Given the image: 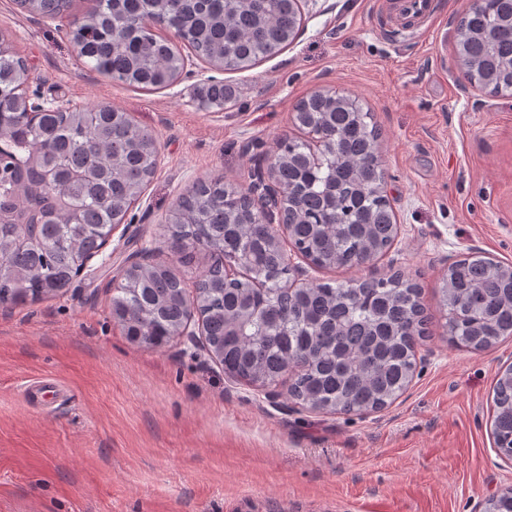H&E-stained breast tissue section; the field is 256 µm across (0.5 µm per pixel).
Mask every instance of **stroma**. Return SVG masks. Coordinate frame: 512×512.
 <instances>
[{
  "instance_id": "35a3bbf8",
  "label": "stroma",
  "mask_w": 512,
  "mask_h": 512,
  "mask_svg": "<svg viewBox=\"0 0 512 512\" xmlns=\"http://www.w3.org/2000/svg\"><path fill=\"white\" fill-rule=\"evenodd\" d=\"M396 0H301L302 25L280 54L225 70L184 50L163 89L111 82L79 59L68 32L86 0L49 19L0 0V35L26 59L29 97L116 107L156 133L161 163L140 201L60 296L0 306V512H483L512 487L491 435L492 388L512 339L475 354L452 345L439 290L476 253L512 264V96L471 86L454 30L469 0H438L407 29ZM221 111L198 106L216 82ZM374 114L397 235L358 269L301 263L307 281L403 271L422 288L429 337L407 390L368 414H323L225 373L175 337L131 342L112 319L126 258L146 247L193 286L205 250L173 258L178 196L223 175L248 185L281 138L305 139L295 107L317 90Z\"/></svg>"
}]
</instances>
